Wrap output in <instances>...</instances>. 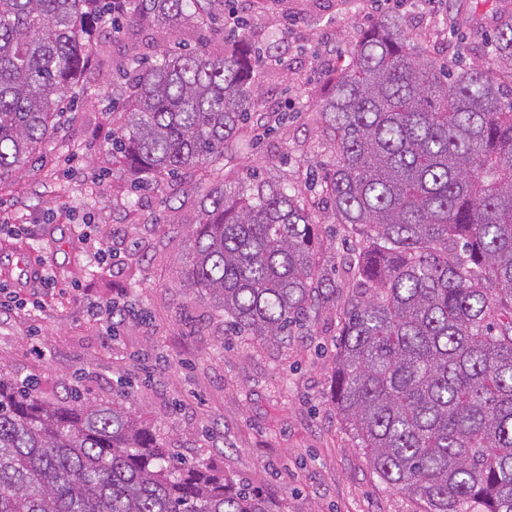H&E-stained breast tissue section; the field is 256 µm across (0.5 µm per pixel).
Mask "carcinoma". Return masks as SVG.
Wrapping results in <instances>:
<instances>
[{
	"label": "carcinoma",
	"mask_w": 512,
	"mask_h": 512,
	"mask_svg": "<svg viewBox=\"0 0 512 512\" xmlns=\"http://www.w3.org/2000/svg\"><path fill=\"white\" fill-rule=\"evenodd\" d=\"M224 17V0H0V182L57 130L66 94L99 53L105 25L180 30ZM232 49L112 62L123 121L112 157L160 184L213 167L197 186L194 244L179 287L235 336L278 344L315 305L336 306L315 262L312 207L286 185L228 190L244 123L260 111L246 24ZM331 133L325 192L337 223L370 246L344 300L336 412L380 480L428 512H512V16L495 55L456 72L392 17L361 35L317 103ZM0 368V512H284L224 468L193 463L122 398L74 404Z\"/></svg>",
	"instance_id": "1"
}]
</instances>
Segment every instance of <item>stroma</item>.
<instances>
[{"label": "stroma", "instance_id": "stroma-1", "mask_svg": "<svg viewBox=\"0 0 512 512\" xmlns=\"http://www.w3.org/2000/svg\"><path fill=\"white\" fill-rule=\"evenodd\" d=\"M253 43L277 42L254 78L262 109L280 123L269 131L245 125L230 185L249 189L259 177L301 186L308 200L332 163L329 136L316 109L328 74L348 63L362 31L385 15L426 45L439 64L466 67L490 60L501 16L512 0H251L244 10ZM81 79L64 101L61 127L32 161L0 184V225L36 224L39 235L0 239V269L13 287L28 288L20 261L33 255L52 267L54 288L41 309L13 305L0 316V366L36 379L43 396L65 399L71 385L102 403L118 381L127 401L189 459L217 461L286 512H425L417 496L383 483L334 407L332 382L341 308L310 312V336L261 345L227 336L207 302L173 285L175 263L189 252L197 210L191 196L201 173L141 189L138 177L112 164L111 61ZM321 261L334 266L336 298L351 292L348 257L368 243L320 209ZM88 224L91 238L77 225ZM118 237H110L113 225ZM111 249V265L96 249ZM126 308L108 328L85 301Z\"/></svg>", "mask_w": 512, "mask_h": 512}]
</instances>
